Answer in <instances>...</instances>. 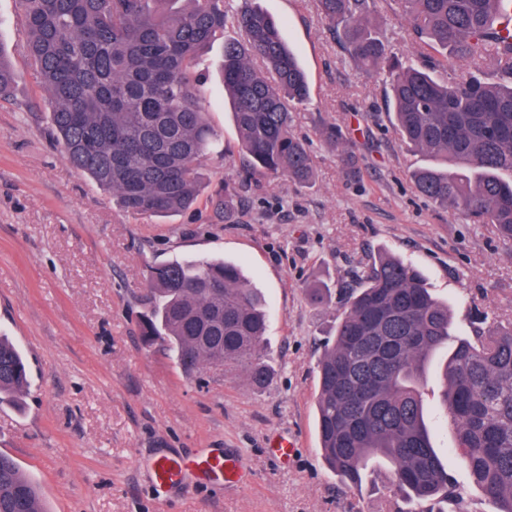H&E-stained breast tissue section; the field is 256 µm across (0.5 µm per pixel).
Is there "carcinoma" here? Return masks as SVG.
Masks as SVG:
<instances>
[{
    "label": "carcinoma",
    "mask_w": 512,
    "mask_h": 512,
    "mask_svg": "<svg viewBox=\"0 0 512 512\" xmlns=\"http://www.w3.org/2000/svg\"><path fill=\"white\" fill-rule=\"evenodd\" d=\"M26 51L52 102L51 131L64 157L127 213L166 217L193 207L202 159L222 135L197 100L195 61L224 28L222 78L253 176L313 179L291 110L309 85L280 24L249 0H16ZM373 0H318L344 35L348 55L387 77L394 129L409 150L456 168H419V193L512 245V0H398L401 18L436 66L469 70L443 80L395 55L368 22ZM492 61L498 79L471 73ZM321 135L344 161L353 150L334 126ZM150 313L142 336L161 341L186 373L221 361L260 387L269 312L241 270L223 259L173 258L150 268ZM453 314L421 273L388 251L367 258L358 289L319 357L316 428L321 458L357 487L364 463L380 459L415 512H443L454 497L425 419L423 382L432 354L452 338ZM441 379L452 451L496 512H512V325L481 321L455 342ZM30 384L24 358L0 336V405ZM0 512H47L37 484L0 453Z\"/></svg>",
    "instance_id": "cac0c4a2"
}]
</instances>
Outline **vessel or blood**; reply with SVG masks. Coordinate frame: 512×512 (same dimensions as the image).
<instances>
[{"label": "vessel or blood", "mask_w": 512, "mask_h": 512, "mask_svg": "<svg viewBox=\"0 0 512 512\" xmlns=\"http://www.w3.org/2000/svg\"><path fill=\"white\" fill-rule=\"evenodd\" d=\"M239 457L215 450L201 452L193 463L175 455H161L151 463L153 479L161 485L190 488L195 480H223L224 484L241 478Z\"/></svg>", "instance_id": "b4317fda"}]
</instances>
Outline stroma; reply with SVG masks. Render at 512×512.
<instances>
[{
  "mask_svg": "<svg viewBox=\"0 0 512 512\" xmlns=\"http://www.w3.org/2000/svg\"><path fill=\"white\" fill-rule=\"evenodd\" d=\"M254 2L279 21L308 75L311 100L293 110L292 129L309 142L312 182L245 173L220 76L229 29L197 59L205 79L196 95L224 134V153L203 160L197 205L157 220L123 212L64 159L16 0H0V53L13 74L0 100V334L18 344L31 374L22 402L0 405V453L38 484L48 512H408L385 466L369 464L352 490L317 451L316 363L346 290L368 254L386 250L452 306L454 337L469 336L476 315L512 322V247L492 225L467 223L416 192L412 172L433 160L401 146L385 77L357 66L316 0ZM395 9L375 0L369 18L386 27L393 52L429 65ZM330 124L352 145L355 167L320 138ZM227 184L237 194L228 222L208 202ZM200 255L239 264L265 296L272 375L263 387L220 366L186 375L161 344L142 341L150 266ZM440 395L429 370L432 444L466 512H494L438 422ZM276 435L294 442L290 462L270 452ZM204 448L241 456V482L189 491L152 482L158 453Z\"/></svg>",
  "mask_w": 512,
  "mask_h": 512,
  "instance_id": "1",
  "label": "stroma"
}]
</instances>
